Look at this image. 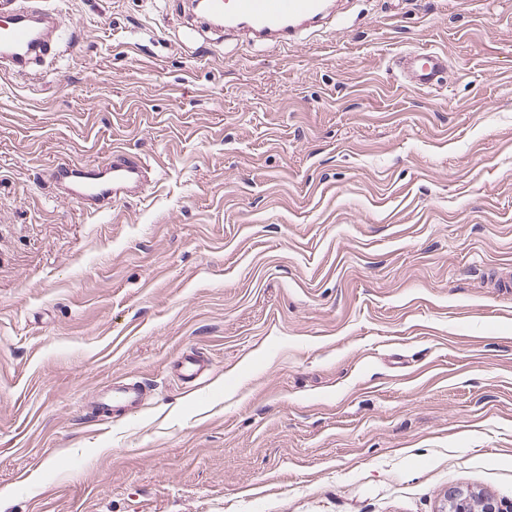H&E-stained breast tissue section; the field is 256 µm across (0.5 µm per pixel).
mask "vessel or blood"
I'll list each match as a JSON object with an SVG mask.
<instances>
[{
  "mask_svg": "<svg viewBox=\"0 0 512 512\" xmlns=\"http://www.w3.org/2000/svg\"><path fill=\"white\" fill-rule=\"evenodd\" d=\"M330 5L331 0H205L203 11L214 30L241 32L256 41L295 43L305 27L324 17ZM0 13L12 19L10 26L0 27L1 63L24 70L56 55V27L40 0H0ZM397 63L410 85L420 88L437 85L448 67L444 54L430 50L401 55ZM47 177L61 194L95 210L141 188L147 169L141 158L117 148L106 165L61 162L48 170ZM210 366L202 353L185 349L172 359L170 370L187 390L194 391L206 383ZM148 394L142 381L125 377L100 392L90 412L95 420H108L141 408Z\"/></svg>",
  "mask_w": 512,
  "mask_h": 512,
  "instance_id": "b4317fda",
  "label": "vessel or blood"
}]
</instances>
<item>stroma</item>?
<instances>
[{
  "instance_id": "1",
  "label": "stroma",
  "mask_w": 512,
  "mask_h": 512,
  "mask_svg": "<svg viewBox=\"0 0 512 512\" xmlns=\"http://www.w3.org/2000/svg\"><path fill=\"white\" fill-rule=\"evenodd\" d=\"M185 2L45 0L67 51L0 67V512L511 506L512 0H340L285 47ZM115 147L141 193L57 196ZM125 376L148 405L97 424ZM397 63L410 85L420 88L436 86L448 67L444 54L430 50L403 54L397 58ZM210 366L209 359L202 353L184 349L172 359L170 370L181 380L187 391H195L208 381ZM475 503H478L474 493L468 488L464 489L456 487L448 490L447 495L444 497V502L440 512H510L502 511L497 504L489 498L481 499L479 504H482L480 510L475 509Z\"/></svg>"
}]
</instances>
